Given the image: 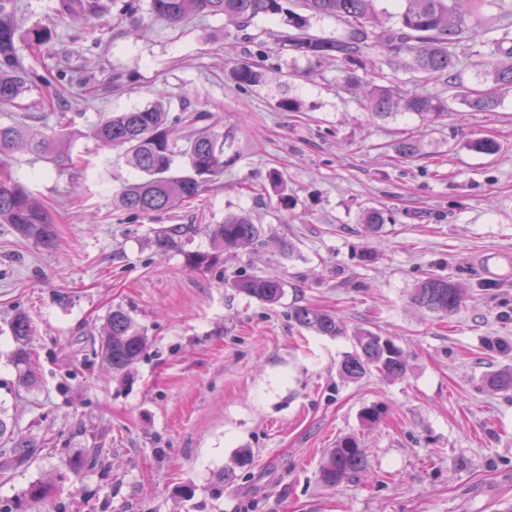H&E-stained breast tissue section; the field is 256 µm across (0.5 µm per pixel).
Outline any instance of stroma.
Returning a JSON list of instances; mask_svg holds the SVG:
<instances>
[{"instance_id": "1", "label": "stroma", "mask_w": 512, "mask_h": 512, "mask_svg": "<svg viewBox=\"0 0 512 512\" xmlns=\"http://www.w3.org/2000/svg\"><path fill=\"white\" fill-rule=\"evenodd\" d=\"M58 0H14L26 26L53 38L30 59L49 84L0 106V124L31 116L56 131L68 113L76 172L60 173L19 152L14 180L48 209L57 235L45 249L0 224V412L39 448L26 463L0 450V512H506L512 507V392L487 376L512 365V282L488 278L486 256L512 254V91L493 112L457 106L426 123L372 116L342 90L333 62L270 56L266 81L243 90L229 72L254 61L257 41L280 31L259 20L245 40L220 16L177 24L155 19L148 0L133 15L106 16L94 38L58 16ZM141 28L138 38L128 37ZM290 98L299 111L280 109ZM169 101L233 127L242 158L199 197L152 221L118 207L137 173L90 134L102 115ZM415 136V158L394 145ZM492 138L503 150L478 154ZM281 184L272 187L271 175ZM287 195L288 207L279 204ZM382 209L379 237L361 221ZM249 213L262 245L198 271L189 255L211 249L208 227ZM191 224L179 248L161 252L156 224ZM295 245L283 256L279 245ZM281 277L267 306L234 280ZM434 274L465 290L440 318L411 304L414 283ZM68 295L60 305L59 295ZM332 310L350 326L392 337L407 353L398 379L342 380L348 339L298 330L294 302ZM127 311L149 349L116 376L92 349L107 314ZM27 315L34 388L15 385L10 323ZM377 405L378 422L360 414ZM357 436L368 469L324 486L319 469L341 437ZM99 448L79 473L70 458ZM251 463L238 467L240 453ZM235 476L217 486L225 469ZM47 482L48 498L24 491ZM195 487L193 497L180 493Z\"/></svg>"}]
</instances>
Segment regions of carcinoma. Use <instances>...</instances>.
Returning a JSON list of instances; mask_svg holds the SVG:
<instances>
[{
  "mask_svg": "<svg viewBox=\"0 0 512 512\" xmlns=\"http://www.w3.org/2000/svg\"><path fill=\"white\" fill-rule=\"evenodd\" d=\"M135 0H62L59 13L96 18L117 13L122 16L136 10ZM469 3L479 12L491 5L498 10V25L480 28L458 5ZM150 13L176 23L191 15L222 16L244 38L260 18L282 19L288 30L275 36L273 52H293L317 61L333 60L346 73L345 88L361 91L374 116L385 117L397 111L426 118L446 116L461 101L475 112H493L502 102V93L512 90V3L507 0H400L393 22L378 17L377 0H149ZM331 17L344 26L339 37H322L309 32L310 19ZM51 39L46 27L21 28L13 0H0V104H12L24 92L28 82L43 81L25 64L17 43L24 42L31 55L41 52ZM409 75L411 83L434 82L448 94L431 93L419 87L404 89L393 82L383 67ZM469 68H478L483 84L464 83ZM241 88L256 86L265 80V67L240 62L231 71ZM60 130L54 134L35 131L26 123L0 125V224H8L23 239L37 246L56 241L54 224L42 204L13 180L3 163L17 151H25L52 164L56 169L74 168L67 151L73 136L67 113H59ZM90 134L98 141L122 150L126 162L142 173L119 194L120 207L150 220L172 212L207 189L214 177L235 165L238 151L226 153L235 139L232 128L221 129L212 122V114L184 104L172 115L162 102L143 109L115 112L101 118ZM362 221L365 232L376 237L385 217L375 207L367 209ZM186 224L162 225L154 231V240L162 251L179 246L187 233ZM212 251L189 256L194 270L212 269L226 251L254 246L262 241V228L250 216L230 214L224 223L209 228ZM236 290L266 305L275 306L285 295L284 281L263 275H250L234 283ZM463 298L459 286L439 276L418 280L410 291L417 307L441 317L456 313ZM288 318L294 325L329 339L347 337L352 351L338 366L339 376L358 382L378 373L388 379L404 375L406 353L395 341L368 329H349L335 313L309 304L290 307ZM17 343L13 353L17 385L29 389L36 378L29 368L31 353L25 341L31 324L24 314L10 324ZM148 337L122 308L109 312L102 328L99 354L115 374H127L144 356ZM497 392L512 391V367L486 379ZM11 441L8 452L22 464L36 452L34 443L15 433L0 417V439ZM366 452L359 440L345 436L330 449L319 469V480L334 487L344 479L366 470Z\"/></svg>",
  "mask_w": 512,
  "mask_h": 512,
  "instance_id": "obj_1",
  "label": "carcinoma"
}]
</instances>
